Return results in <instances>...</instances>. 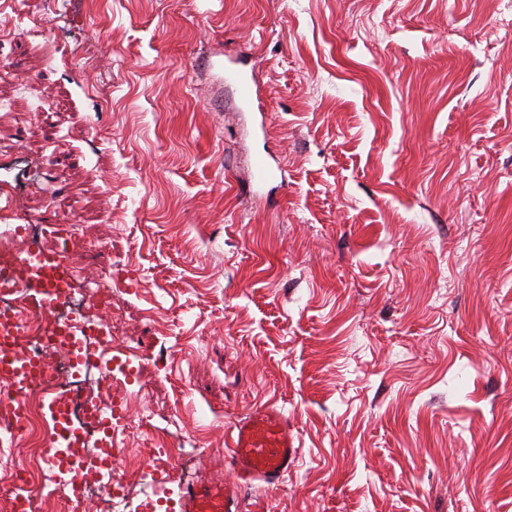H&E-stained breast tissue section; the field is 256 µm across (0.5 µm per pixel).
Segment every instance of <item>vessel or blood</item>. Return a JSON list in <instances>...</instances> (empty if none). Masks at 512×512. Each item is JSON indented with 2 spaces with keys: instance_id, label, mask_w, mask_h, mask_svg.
<instances>
[{
  "instance_id": "obj_1",
  "label": "vessel or blood",
  "mask_w": 512,
  "mask_h": 512,
  "mask_svg": "<svg viewBox=\"0 0 512 512\" xmlns=\"http://www.w3.org/2000/svg\"><path fill=\"white\" fill-rule=\"evenodd\" d=\"M19 218L15 185L0 180V252L8 255V265L0 267V289L36 288L40 300L57 303L62 296H86V289L76 287V264L70 246L71 236L65 224L44 220L39 233L30 235L16 226ZM95 317L67 318L53 330L54 335L74 338L99 335ZM20 327L14 311H0V374L12 377L22 387L42 377L40 361L18 355L13 338ZM298 437L293 423L281 411L266 406L251 412L234 424L222 464L224 481L200 480L171 492L167 479L155 468H148L143 478L156 494L148 499L149 512L178 495L180 512H246L245 488L254 482L266 487L280 486L294 471L298 459Z\"/></svg>"
}]
</instances>
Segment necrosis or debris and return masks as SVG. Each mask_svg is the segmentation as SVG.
I'll return each instance as SVG.
<instances>
[{
  "label": "necrosis or debris",
  "instance_id": "obj_1",
  "mask_svg": "<svg viewBox=\"0 0 512 512\" xmlns=\"http://www.w3.org/2000/svg\"><path fill=\"white\" fill-rule=\"evenodd\" d=\"M21 310L23 327L15 338L17 349L26 355L44 357L49 363L46 377L30 383L23 391H16L14 384L0 379V427L9 432L11 441L23 463L10 468L4 483L0 484V512H10L14 496L28 498V512H47V499L42 493L50 478L45 449L54 440L56 430L51 426L45 408L56 403L72 412L87 408L107 409L113 396L123 384L122 377L132 358L130 351L118 349L116 364L102 367L97 359L105 345L100 337L87 336L83 339L90 358L88 369L93 377L78 375L69 364L70 349L64 345L52 344L49 332L70 310V303L48 308L30 300L23 292H0V309ZM22 401L24 414L15 418L9 412L15 401ZM84 439L78 447L68 449L72 463L71 483L80 490L73 497L66 492H57V512H87L89 505H97L99 512H113L116 505L128 502L129 489L140 480L141 468L129 466L115 476L112 494L100 492L97 478L103 461L115 452L104 440L93 422L83 424Z\"/></svg>",
  "mask_w": 512,
  "mask_h": 512
}]
</instances>
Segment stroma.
Listing matches in <instances>:
<instances>
[{"label": "stroma", "mask_w": 512, "mask_h": 512, "mask_svg": "<svg viewBox=\"0 0 512 512\" xmlns=\"http://www.w3.org/2000/svg\"><path fill=\"white\" fill-rule=\"evenodd\" d=\"M16 152L112 285L128 448L218 475L271 405L262 512H512V0H0Z\"/></svg>", "instance_id": "stroma-1"}]
</instances>
